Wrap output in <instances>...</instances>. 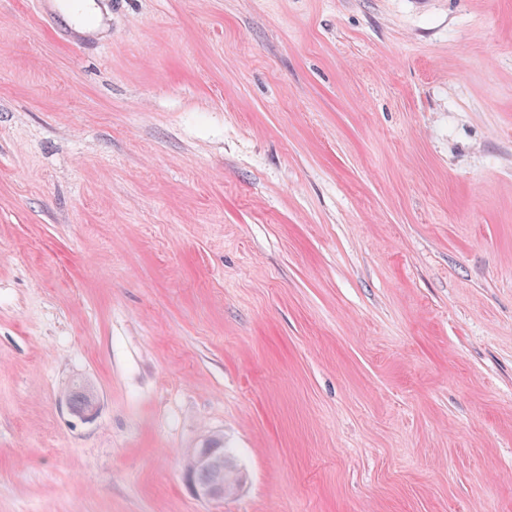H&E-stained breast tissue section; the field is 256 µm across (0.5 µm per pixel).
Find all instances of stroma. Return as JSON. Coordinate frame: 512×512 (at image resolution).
Wrapping results in <instances>:
<instances>
[{"instance_id": "stroma-1", "label": "stroma", "mask_w": 512, "mask_h": 512, "mask_svg": "<svg viewBox=\"0 0 512 512\" xmlns=\"http://www.w3.org/2000/svg\"><path fill=\"white\" fill-rule=\"evenodd\" d=\"M94 2L0 0V512H512V0ZM69 395H70V401H71V404L73 406V409L76 412H79V411L82 410L79 413V415H81L82 417L89 416V415H91L96 410L98 396L96 395L95 392H92L90 401H89L87 406H86V404H87L88 399L90 397V390L89 389H87V388H78V387L71 386V389L69 391ZM70 401H69V398H67L68 408L71 411H73L72 407H71V404H70ZM207 447L208 444L205 441L200 448H194L193 457L189 455L186 467L187 470L192 469L193 466L195 469L200 470L195 471V476L194 470L187 471L185 477L198 498L208 501L223 500L224 495H226L224 485H230L234 480V472L230 466L231 455L229 450L224 448V443L219 439H212L210 447ZM212 448H215L214 453L219 461L214 458ZM219 462L223 464V467L219 470H211L217 467ZM217 478H223L224 482L219 480L213 481ZM196 479L202 482H213L200 483Z\"/></svg>"}]
</instances>
